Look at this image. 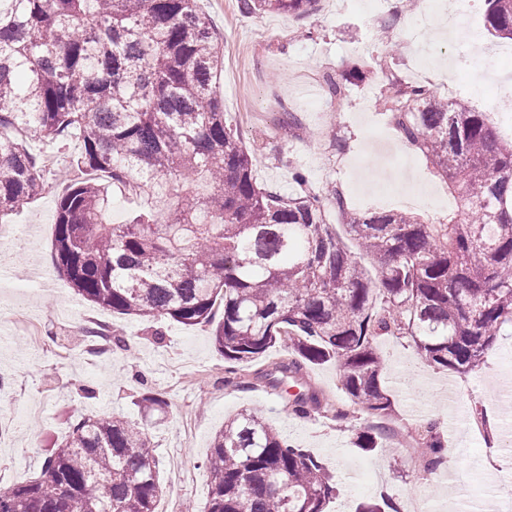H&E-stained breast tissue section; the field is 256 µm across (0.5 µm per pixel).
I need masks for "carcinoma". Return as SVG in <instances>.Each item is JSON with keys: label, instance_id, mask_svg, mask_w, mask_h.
<instances>
[{"label": "carcinoma", "instance_id": "cac0c4a2", "mask_svg": "<svg viewBox=\"0 0 512 512\" xmlns=\"http://www.w3.org/2000/svg\"><path fill=\"white\" fill-rule=\"evenodd\" d=\"M242 13L306 17L317 0H238ZM485 26L512 40V0H484ZM224 58L197 0H0V213L39 195L46 169L26 138H77L85 177L58 197L54 260L83 299L115 314L212 327L228 373L283 344L265 384L297 415L332 413L288 393L306 365L332 362L347 401L382 420L391 401L374 343L408 337L421 359L467 375L512 324V143L487 113L391 77L382 100L457 199L448 221L352 213L336 187L294 174L286 196L254 178V156L224 118ZM198 187L183 195L177 182ZM141 200L110 221L113 192ZM336 206L357 250L325 218ZM140 403L162 409L144 387ZM415 465L443 463L437 425L418 431ZM207 512H327L324 464L256 412L226 421L204 461ZM160 463L140 423L69 422L39 477L0 490V512H156Z\"/></svg>", "mask_w": 512, "mask_h": 512}]
</instances>
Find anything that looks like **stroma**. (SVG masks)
<instances>
[{"label":"stroma","mask_w":512,"mask_h":512,"mask_svg":"<svg viewBox=\"0 0 512 512\" xmlns=\"http://www.w3.org/2000/svg\"><path fill=\"white\" fill-rule=\"evenodd\" d=\"M200 10L224 39V64L217 93L224 116L238 127L246 145L256 151L258 183L295 191V171H303L318 191L330 186L344 195L351 211H363L375 192L397 185L408 172L425 188L443 189L426 157L390 135L373 143L369 127L383 115L377 97L386 74L437 86L455 78L450 59L469 39L484 41L501 52L497 82L479 76L461 79V99L480 112H492L500 84L512 80V41L489 37L481 5H474L469 25L452 37L432 38L418 47L413 21L429 10L428 0H386L383 13H369L361 0H319L305 18L269 13L243 14L237 0H198ZM383 60L386 71L345 84L352 65ZM344 84L342 95L327 91L328 81ZM295 113L298 127L284 130V112ZM62 183L47 179L44 191L0 218V226L22 228L23 251L0 255V488L36 476L47 450L62 440L71 418L112 414L140 420L134 404L141 383L161 391L167 412L147 422L161 463V499L170 512L192 505L206 512L209 480L203 467L211 440L225 420L242 411L261 412L294 446L309 449L328 467L337 493L328 512H355L358 503L387 499L396 512H411L413 499L428 495L436 512L463 489L478 493L486 476L475 464L481 443L444 433L447 446L442 473L456 483L439 481L426 491L423 471L411 456H394L392 448L365 453L354 445L370 419L362 412L336 420L325 414L299 417L260 380L270 364L285 360L280 347L225 374L211 328L163 322L146 323L99 308L79 296L54 270L52 247L55 201ZM24 312L27 322L15 327L10 316ZM104 322L125 342L124 348L98 358L83 352L80 315ZM58 340H51V333ZM385 361L382 385L392 402L389 419L403 433L421 420L448 418V402L484 417L512 420L504 410L497 382L512 363V327L502 326L480 368L459 375L423 363L409 339L381 336L375 341ZM94 387L83 398L80 388Z\"/></svg>","instance_id":"stroma-1"}]
</instances>
